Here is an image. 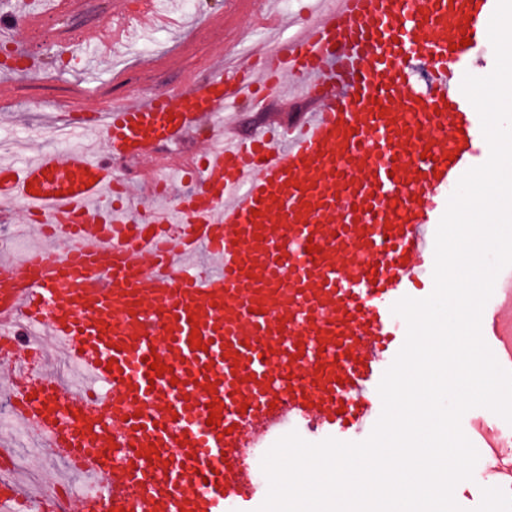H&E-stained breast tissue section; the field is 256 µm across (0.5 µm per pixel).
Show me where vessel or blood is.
<instances>
[{"mask_svg": "<svg viewBox=\"0 0 512 512\" xmlns=\"http://www.w3.org/2000/svg\"><path fill=\"white\" fill-rule=\"evenodd\" d=\"M495 7L334 0L273 56L69 118L73 134L101 133L105 154L0 163V198L23 200L43 240L0 262V333L25 337L7 396L73 472L102 480L83 512H242L243 450L294 425L341 442L372 432L407 334L392 307L430 295L448 200L489 156L461 83ZM43 19L24 2L0 12L20 68L43 60L15 32ZM289 84L309 93L310 117L206 146L192 189L139 213L114 161L151 158L240 105L267 110ZM506 282L481 332L512 371ZM62 487L28 495L1 468L0 512L50 504Z\"/></svg>", "mask_w": 512, "mask_h": 512, "instance_id": "1", "label": "vessel or blood"}]
</instances>
